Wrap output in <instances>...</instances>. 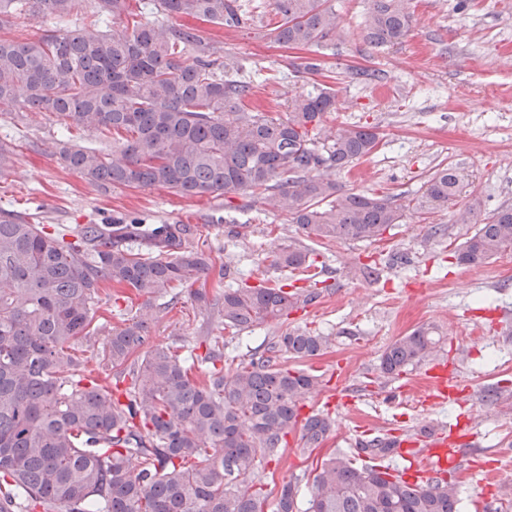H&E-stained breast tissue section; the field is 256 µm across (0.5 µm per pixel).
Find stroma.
Listing matches in <instances>:
<instances>
[{
	"label": "stroma",
	"instance_id": "1",
	"mask_svg": "<svg viewBox=\"0 0 512 512\" xmlns=\"http://www.w3.org/2000/svg\"><path fill=\"white\" fill-rule=\"evenodd\" d=\"M339 36L318 50L288 49L267 35L269 0H245L252 19L238 29L207 26L225 59L241 64L239 79L252 82L262 111L285 112L288 100L326 84L338 92L328 129L343 124L378 129L382 142L351 172L336 174L343 189L393 195L406 206L405 219L375 243L337 242L316 247V304L292 312L290 325L334 338L332 348L312 360L321 384L303 401L305 411H325L335 431L321 448H301L292 431L280 461L262 463L263 492L275 497L285 483L307 485L317 460L334 451L355 453L356 440L370 431L396 434L429 425L471 436L477 465L457 474L464 502L481 490L482 463L499 471L500 512H512V251L484 263L457 265L454 249L498 209L512 207V0H413L416 22L404 41L375 48L362 36L370 0H331ZM320 63L321 72L297 76V58ZM366 68L378 81L352 79ZM59 118L51 112L20 114L0 108V141L17 146L14 163L0 175V210L25 214L34 224L72 233L85 224L137 220L141 229L180 222L197 228L196 244L216 265H231L248 277L285 281L273 266L275 251L307 239L287 217L253 202L240 212L223 196L183 197L162 187L101 188L64 168L55 144ZM451 164L466 175L461 196L431 214L410 211L428 176ZM477 203L475 224H460L457 211ZM238 235H229L230 224ZM403 255L391 265L390 254ZM381 265L379 280L353 275L356 265ZM165 312L151 326L150 341L198 347L220 341L226 358L243 360L262 351L280 332L276 323L229 337L221 320L193 303L188 293L162 297ZM424 324L442 334L436 356L458 371L461 402L422 403L406 392V378L381 376L383 351L396 338Z\"/></svg>",
	"mask_w": 512,
	"mask_h": 512
}]
</instances>
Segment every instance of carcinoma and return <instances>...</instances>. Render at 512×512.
<instances>
[{
    "label": "carcinoma",
    "mask_w": 512,
    "mask_h": 512,
    "mask_svg": "<svg viewBox=\"0 0 512 512\" xmlns=\"http://www.w3.org/2000/svg\"><path fill=\"white\" fill-rule=\"evenodd\" d=\"M30 0H0V31ZM63 20L75 0H35ZM155 14L188 15L214 26L247 23L239 0H149ZM268 36L288 47H322L336 36L328 0H272ZM97 33L59 28L36 39L0 34V107L53 112L66 130L123 133L112 151L61 139L62 164L103 187L160 186L184 197L207 193L258 198L286 214L314 242H380L404 219L391 195L342 191L329 172L350 171L379 144L371 126L343 125L326 133L336 91L323 87L288 103V112H255L245 100L253 87L224 76V61L195 27L143 21L132 0H93ZM412 0H372L362 34L381 48L401 43L414 24ZM195 54L186 65L181 58ZM464 175L452 165L431 173L414 199L422 214L448 207ZM128 223L85 224L76 240L0 214V512H264L258 468L279 460L286 437L301 426V441L316 448L333 430L311 415L298 423L300 404L319 376L288 360L313 359L332 337L287 329L247 362L223 368L224 345L204 354L154 346L140 352L150 323L163 312L155 300L184 285L207 281L211 255L192 245L189 224H156L147 257L125 245ZM512 250V207L454 251L474 265ZM312 250L294 242L274 264L303 272ZM129 291L137 315L108 332L88 368L85 349L99 328L101 296ZM315 289L251 285L194 299L235 335L278 322L319 297ZM440 336L422 325L395 339L379 370L395 377L426 361ZM127 378L112 387L110 372ZM373 459L395 454L385 438L359 442ZM298 486L278 491L274 512H461L457 482L409 486L378 463L361 467L335 452L314 470L306 508Z\"/></svg>",
    "instance_id": "1"
}]
</instances>
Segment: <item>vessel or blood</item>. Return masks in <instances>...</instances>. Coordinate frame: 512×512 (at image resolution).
<instances>
[{
    "instance_id": "b4317fda",
    "label": "vessel or blood",
    "mask_w": 512,
    "mask_h": 512,
    "mask_svg": "<svg viewBox=\"0 0 512 512\" xmlns=\"http://www.w3.org/2000/svg\"><path fill=\"white\" fill-rule=\"evenodd\" d=\"M458 383L444 362L433 363L420 379L417 387L429 397L448 399L454 395ZM395 444L402 460V478L407 482L445 478L462 470L466 457L451 438L438 429H416L397 437Z\"/></svg>"
}]
</instances>
